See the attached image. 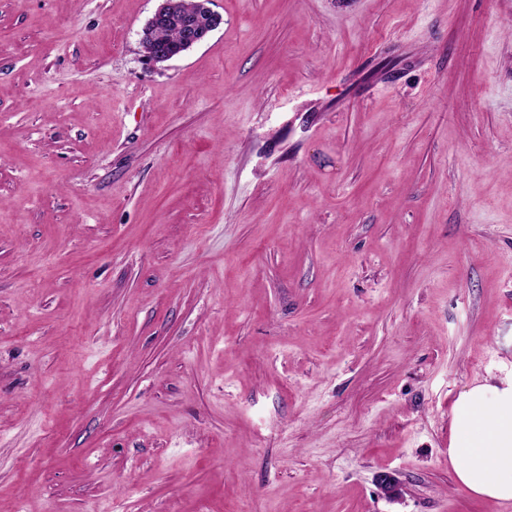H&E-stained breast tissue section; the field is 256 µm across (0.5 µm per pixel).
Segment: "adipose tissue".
I'll list each match as a JSON object with an SVG mask.
<instances>
[{"mask_svg": "<svg viewBox=\"0 0 512 512\" xmlns=\"http://www.w3.org/2000/svg\"><path fill=\"white\" fill-rule=\"evenodd\" d=\"M448 454L458 483L473 495L512 500V375L461 394Z\"/></svg>", "mask_w": 512, "mask_h": 512, "instance_id": "1", "label": "adipose tissue"}]
</instances>
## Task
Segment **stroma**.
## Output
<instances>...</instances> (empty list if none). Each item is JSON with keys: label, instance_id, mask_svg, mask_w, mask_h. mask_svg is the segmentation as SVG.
<instances>
[{"label": "stroma", "instance_id": "stroma-1", "mask_svg": "<svg viewBox=\"0 0 512 512\" xmlns=\"http://www.w3.org/2000/svg\"><path fill=\"white\" fill-rule=\"evenodd\" d=\"M159 4L0 0V512H512V0ZM162 3L156 9L150 22L155 28L164 27L170 24H178L180 31L174 26L155 29L151 33L153 41L163 43L167 47L177 49L181 40L182 47L187 51L201 43L202 35L196 24L182 19L180 16V8L182 0H160ZM448 454L458 483L473 495L512 500V375L461 394Z\"/></svg>", "mask_w": 512, "mask_h": 512}]
</instances>
